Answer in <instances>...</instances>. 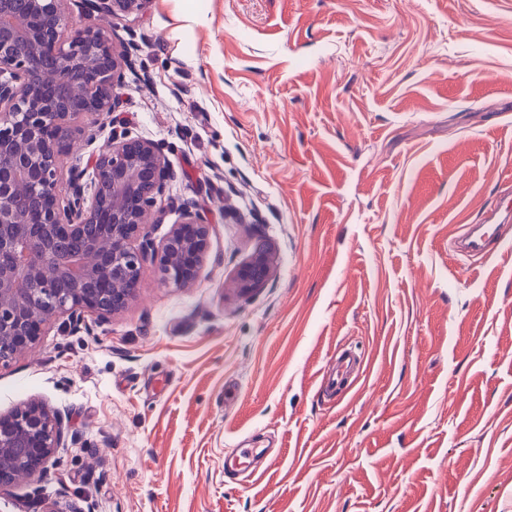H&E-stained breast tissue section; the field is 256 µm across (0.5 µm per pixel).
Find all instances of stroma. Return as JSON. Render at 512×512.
<instances>
[{"instance_id": "stroma-1", "label": "stroma", "mask_w": 512, "mask_h": 512, "mask_svg": "<svg viewBox=\"0 0 512 512\" xmlns=\"http://www.w3.org/2000/svg\"><path fill=\"white\" fill-rule=\"evenodd\" d=\"M131 39L125 116L174 173L154 237L194 204L206 257L0 368V414L71 439L0 512H512V250L448 246L512 200V0H148ZM273 271L269 246L260 244L242 265L235 279V288L241 297L250 298L265 288ZM256 448H236L235 451L226 455L224 458V468L228 472L237 474H250L255 471L253 461Z\"/></svg>"}]
</instances>
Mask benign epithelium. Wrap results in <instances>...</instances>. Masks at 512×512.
<instances>
[{
    "mask_svg": "<svg viewBox=\"0 0 512 512\" xmlns=\"http://www.w3.org/2000/svg\"><path fill=\"white\" fill-rule=\"evenodd\" d=\"M146 2L82 0L77 21L67 0H0V367L31 351L53 317L78 325L89 314L125 308L148 263L174 288L198 276L211 233L198 208L185 205L161 245L152 237L173 177L163 149L113 119L89 170L66 165L73 137L60 138L83 115L124 107L123 69L132 55L115 48V21ZM49 61L59 79L33 84L32 74ZM90 224L103 225V235L61 268L59 246L83 237ZM272 271L262 244L236 275L239 295H256ZM62 276L65 290L55 288ZM65 447L62 418L42 402L0 414V491L39 480Z\"/></svg>",
    "mask_w": 512,
    "mask_h": 512,
    "instance_id": "1",
    "label": "benign epithelium"
}]
</instances>
